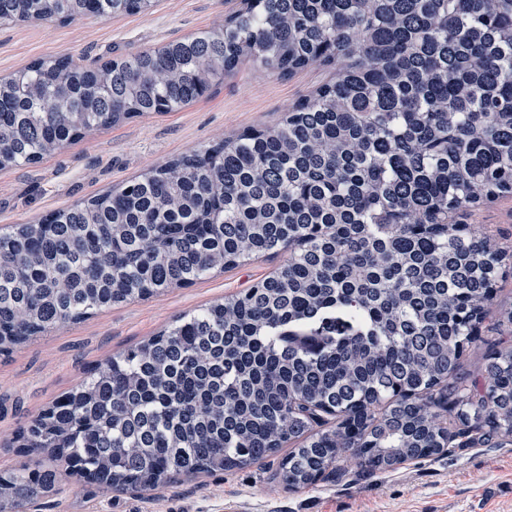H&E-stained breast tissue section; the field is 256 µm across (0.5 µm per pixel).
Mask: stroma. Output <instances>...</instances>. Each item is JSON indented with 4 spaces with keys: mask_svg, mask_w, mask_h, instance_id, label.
Instances as JSON below:
<instances>
[{
    "mask_svg": "<svg viewBox=\"0 0 512 512\" xmlns=\"http://www.w3.org/2000/svg\"><path fill=\"white\" fill-rule=\"evenodd\" d=\"M235 0H157L149 13L42 20L0 26V76L50 56L103 64L216 27ZM334 75L311 65L280 78L245 63L223 83L176 112L134 118L86 133L39 163L0 169V228L35 224L47 214L117 188L139 173L247 128L278 123L289 107ZM512 248V198L469 211ZM283 256L262 257L197 284L112 306L56 329L0 359V474L26 463L16 434L86 373L170 327L180 316L242 293L270 275ZM512 512V445L466 448L452 456L336 483L288 489L251 466L194 478L157 491L101 492L66 476L57 493L25 512Z\"/></svg>",
    "mask_w": 512,
    "mask_h": 512,
    "instance_id": "35a3bbf8",
    "label": "stroma"
}]
</instances>
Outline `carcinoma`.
<instances>
[{
	"mask_svg": "<svg viewBox=\"0 0 512 512\" xmlns=\"http://www.w3.org/2000/svg\"><path fill=\"white\" fill-rule=\"evenodd\" d=\"M153 0H0V20L149 11ZM248 60L338 71L274 127L171 160L0 232V356L113 305L288 252L180 317L18 434L109 492L278 458L290 489L512 444V344L461 370L512 251L457 216L512 196V0H244L224 25L103 65L0 78V169L174 112ZM59 485L26 464L0 512Z\"/></svg>",
	"mask_w": 512,
	"mask_h": 512,
	"instance_id": "cac0c4a2",
	"label": "carcinoma"
}]
</instances>
